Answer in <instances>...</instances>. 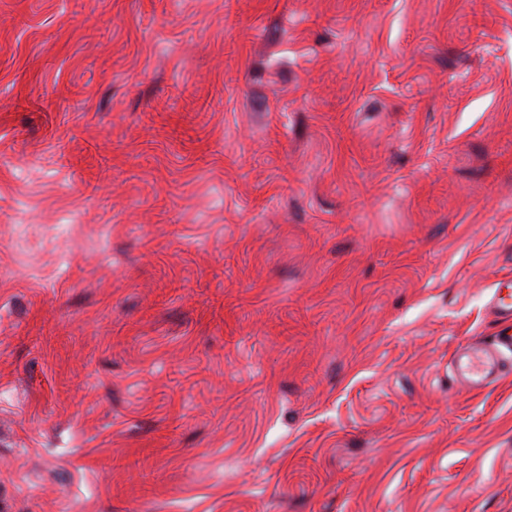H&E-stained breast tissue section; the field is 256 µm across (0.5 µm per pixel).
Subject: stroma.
<instances>
[{"label":"stroma","mask_w":512,"mask_h":512,"mask_svg":"<svg viewBox=\"0 0 512 512\" xmlns=\"http://www.w3.org/2000/svg\"><path fill=\"white\" fill-rule=\"evenodd\" d=\"M512 0H0V512H512ZM495 317L508 325L490 341L466 346L455 354L456 380L471 390H485L498 382L509 367L512 353V279L495 282L490 296Z\"/></svg>","instance_id":"obj_1"}]
</instances>
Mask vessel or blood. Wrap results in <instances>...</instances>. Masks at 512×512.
Wrapping results in <instances>:
<instances>
[{"label":"vessel or blood","mask_w":512,"mask_h":512,"mask_svg":"<svg viewBox=\"0 0 512 512\" xmlns=\"http://www.w3.org/2000/svg\"><path fill=\"white\" fill-rule=\"evenodd\" d=\"M490 306L503 329L489 341L466 346L455 355L456 379L472 390H485L512 367V279L495 282Z\"/></svg>","instance_id":"obj_1"}]
</instances>
